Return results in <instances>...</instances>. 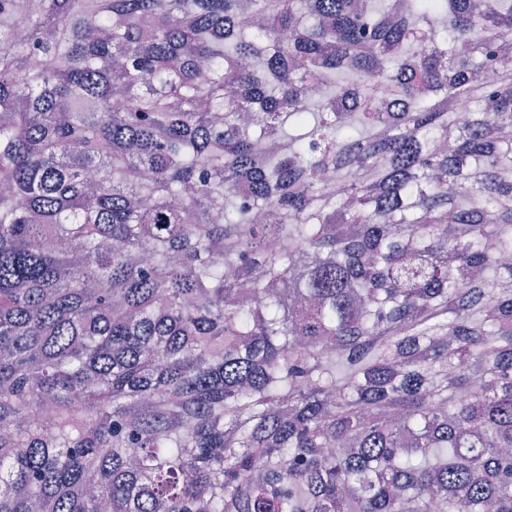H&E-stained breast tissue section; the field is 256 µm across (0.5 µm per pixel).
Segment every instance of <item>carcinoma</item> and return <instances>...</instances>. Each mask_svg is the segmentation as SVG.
<instances>
[{"mask_svg": "<svg viewBox=\"0 0 512 512\" xmlns=\"http://www.w3.org/2000/svg\"><path fill=\"white\" fill-rule=\"evenodd\" d=\"M510 256L512 0H0V512H512Z\"/></svg>", "mask_w": 512, "mask_h": 512, "instance_id": "obj_1", "label": "carcinoma"}]
</instances>
